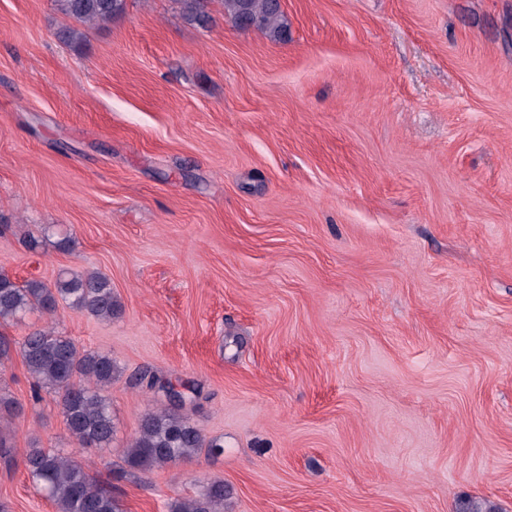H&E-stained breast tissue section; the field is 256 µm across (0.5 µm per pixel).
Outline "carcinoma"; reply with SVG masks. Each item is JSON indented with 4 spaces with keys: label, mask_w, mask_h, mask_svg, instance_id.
<instances>
[{
    "label": "carcinoma",
    "mask_w": 512,
    "mask_h": 512,
    "mask_svg": "<svg viewBox=\"0 0 512 512\" xmlns=\"http://www.w3.org/2000/svg\"><path fill=\"white\" fill-rule=\"evenodd\" d=\"M54 10L82 26L108 23L122 16L126 0H52ZM188 21L202 27L212 21L214 0H177ZM224 17L239 28L253 27L269 40L288 38L283 10L272 0H220ZM58 38L70 48L83 46L86 35L76 27L59 30ZM110 321L121 305L108 278L98 271H66L54 287L30 280L15 281L0 273V321L14 320L28 312L53 313L59 305ZM22 361L38 389L58 394L65 425L82 448H102L112 443L115 426L107 390L118 372L107 354L84 350L68 336L53 329H36L19 344ZM216 452L217 442H204L199 429L183 414L168 409L146 415L124 461L147 470L192 458L201 448ZM24 467L32 483L44 491L56 512H122L110 490L89 473V468L57 448L34 446L26 451ZM224 503V482L206 483L192 498L177 499L171 512H218Z\"/></svg>",
    "instance_id": "cac0c4a2"
}]
</instances>
